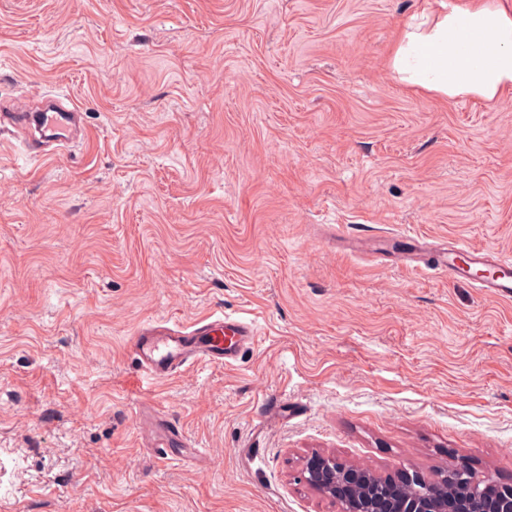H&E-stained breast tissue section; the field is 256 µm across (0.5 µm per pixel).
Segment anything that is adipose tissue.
I'll use <instances>...</instances> for the list:
<instances>
[{"label":"adipose tissue","instance_id":"obj_1","mask_svg":"<svg viewBox=\"0 0 512 512\" xmlns=\"http://www.w3.org/2000/svg\"><path fill=\"white\" fill-rule=\"evenodd\" d=\"M389 67L412 89L492 101L512 90V10L501 0H421Z\"/></svg>","mask_w":512,"mask_h":512}]
</instances>
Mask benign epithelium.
I'll return each mask as SVG.
<instances>
[{"mask_svg":"<svg viewBox=\"0 0 512 512\" xmlns=\"http://www.w3.org/2000/svg\"><path fill=\"white\" fill-rule=\"evenodd\" d=\"M311 475L308 486L326 498H333L346 485L359 488L358 496L348 502L349 512H473L467 499L449 497L432 481L414 473L409 475L404 493L395 488L382 491L388 477L338 461L333 456L315 453L302 467ZM486 512H512V484L498 485L496 498L483 506Z\"/></svg>","mask_w":512,"mask_h":512,"instance_id":"benign-epithelium-1","label":"benign epithelium"}]
</instances>
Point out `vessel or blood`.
Returning a JSON list of instances; mask_svg holds the SVG:
<instances>
[{"label":"vessel or blood","mask_w":512,"mask_h":512,"mask_svg":"<svg viewBox=\"0 0 512 512\" xmlns=\"http://www.w3.org/2000/svg\"><path fill=\"white\" fill-rule=\"evenodd\" d=\"M41 101L43 108L38 112L0 113V128L21 130L29 151L37 157L53 154L59 145L80 140L86 132L84 114L73 101L58 95L42 96ZM431 256L437 259V269L453 279L476 282L478 288L497 298H512V261L487 249L462 250L452 245L432 249L420 242L412 250L389 253L388 258L398 266H418ZM255 337L251 322L215 317L183 326L142 327L135 333L131 349L148 378L163 380L200 361L234 364L254 344Z\"/></svg>","instance_id":"b4317fda"}]
</instances>
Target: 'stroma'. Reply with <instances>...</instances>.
<instances>
[{
    "label": "stroma",
    "instance_id": "35a3bbf8",
    "mask_svg": "<svg viewBox=\"0 0 512 512\" xmlns=\"http://www.w3.org/2000/svg\"><path fill=\"white\" fill-rule=\"evenodd\" d=\"M418 0H0V512H338L319 451L512 484V300L371 259L404 236L512 256V91L392 75ZM227 315L231 366L147 378L144 323ZM185 445L156 457L155 421ZM41 112H8L1 106L0 128L9 125L21 130L35 157L53 154L63 143L85 136L84 112L73 101L59 95H44Z\"/></svg>",
    "mask_w": 512,
    "mask_h": 512
}]
</instances>
